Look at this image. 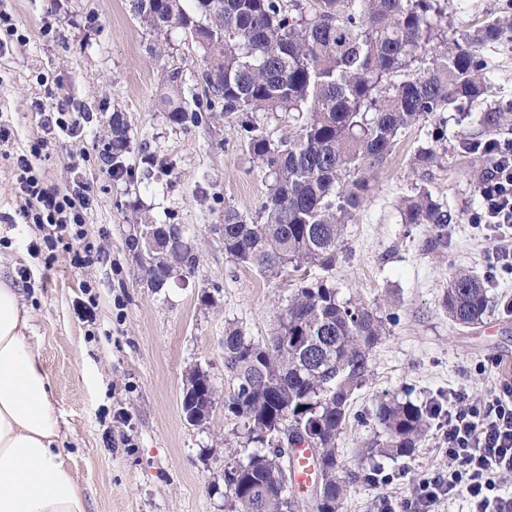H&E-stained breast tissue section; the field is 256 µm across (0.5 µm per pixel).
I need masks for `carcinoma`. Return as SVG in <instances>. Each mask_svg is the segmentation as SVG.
<instances>
[{
    "mask_svg": "<svg viewBox=\"0 0 512 512\" xmlns=\"http://www.w3.org/2000/svg\"><path fill=\"white\" fill-rule=\"evenodd\" d=\"M132 7L150 32L179 31L202 51L204 96L186 100L178 68L163 77L177 94L160 98L169 122L188 130L219 113L237 115L252 158L271 179L256 216L226 206L213 226L227 256L268 278L332 269L367 188L362 174L383 165L409 127L461 100H479L490 83L480 49L512 28L498 19L450 42L440 0H132ZM259 112L291 113L296 126L274 140L257 123ZM446 141L441 125L414 153V169L441 166ZM129 148L127 123L114 112L102 154L112 175L128 174ZM399 209L403 223L431 224L440 234L450 223L426 188L404 197ZM142 225L152 245L143 280L156 292L180 268H195L197 258L180 225ZM442 304L455 324H479L489 310L485 283L460 268ZM390 322L380 303L343 299L322 278L288 297L268 342L238 327L225 332L224 409L236 420V445L251 449L224 465L228 512H294L286 475L288 448L298 444L316 449L314 512H338L348 480L340 475L337 440ZM430 419L427 406L379 402L374 420L385 439L373 438L364 455H412Z\"/></svg>",
    "mask_w": 512,
    "mask_h": 512,
    "instance_id": "cac0c4a2",
    "label": "carcinoma"
}]
</instances>
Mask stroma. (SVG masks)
Listing matches in <instances>:
<instances>
[{"instance_id":"1","label":"stroma","mask_w":512,"mask_h":512,"mask_svg":"<svg viewBox=\"0 0 512 512\" xmlns=\"http://www.w3.org/2000/svg\"><path fill=\"white\" fill-rule=\"evenodd\" d=\"M448 34L462 37L512 9V0H448ZM17 31L0 54V278L19 289L31 309L56 408L66 422L62 448L70 457L87 512H224V438L236 422L222 399L229 388L221 340L230 327L264 341L272 333L297 275L266 278L224 253L212 231L225 206L255 213L266 193L235 117L180 129L158 106L167 70H183L186 93L200 91V54L180 32L167 41L150 34L131 0H0V38ZM483 56L494 79L482 99L461 101L444 117L403 132L387 163L368 176L370 189L356 211L336 265L326 277L341 298L383 299L389 331L371 355L372 376L355 391L338 441L339 461L351 479L341 512H381L383 500H411L424 477L446 469L439 450L440 422L409 458H380L393 480L363 481L365 442L378 428L372 412L383 398L423 405L447 403L456 389L485 395L500 368L512 367V282L489 289L481 324L451 323L442 295L461 267L484 274L492 242L472 227L477 186L490 158L467 153L460 141H512V31ZM62 109L82 119L74 138L47 125ZM127 122L131 150L125 164L134 179L115 177L100 156L113 112ZM504 112L494 125L482 112ZM446 120L448 153L430 173L411 159L439 120ZM44 142L32 164L43 188L87 183L93 198L86 218L102 261L77 268L68 245L47 242L28 223L18 185L19 159ZM160 171L143 176L145 156ZM429 189L452 220L445 234L427 224H405L398 203L417 187ZM174 220L187 230L199 262L190 275L154 292L128 238L137 213ZM214 297L204 305L202 294ZM202 368L217 404L209 420L190 424L183 412L186 375Z\"/></svg>"}]
</instances>
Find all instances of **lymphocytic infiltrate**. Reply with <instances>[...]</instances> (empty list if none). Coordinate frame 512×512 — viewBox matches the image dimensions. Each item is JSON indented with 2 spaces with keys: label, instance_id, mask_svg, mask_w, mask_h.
<instances>
[{
  "label": "lymphocytic infiltrate",
  "instance_id": "lymphocytic-infiltrate-1",
  "mask_svg": "<svg viewBox=\"0 0 512 512\" xmlns=\"http://www.w3.org/2000/svg\"><path fill=\"white\" fill-rule=\"evenodd\" d=\"M470 150L492 161L478 185L481 210L473 216L494 239L486 256L489 279L512 278V143L489 138L471 142ZM19 165L20 189L35 201L34 223L85 241L84 212L90 204L86 184L48 192L39 189L28 158H20ZM448 402L447 470L420 483L402 510L388 503L384 512H433L438 501L455 495L466 498L468 512H512V495L502 493L499 485L502 475L512 473V374H502L485 396L473 398L456 391Z\"/></svg>",
  "mask_w": 512,
  "mask_h": 512
}]
</instances>
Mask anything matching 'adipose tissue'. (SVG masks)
<instances>
[{"instance_id": "ef3b65f1", "label": "adipose tissue", "mask_w": 512, "mask_h": 512, "mask_svg": "<svg viewBox=\"0 0 512 512\" xmlns=\"http://www.w3.org/2000/svg\"><path fill=\"white\" fill-rule=\"evenodd\" d=\"M30 313L0 279V512H87Z\"/></svg>"}]
</instances>
